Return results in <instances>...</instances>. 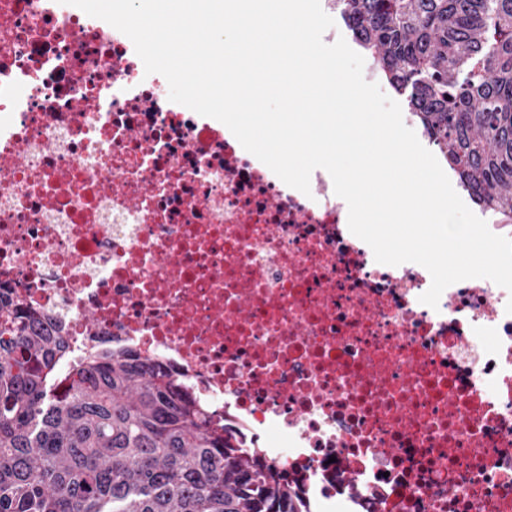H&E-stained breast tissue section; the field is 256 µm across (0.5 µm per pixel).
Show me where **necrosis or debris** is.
I'll use <instances>...</instances> for the list:
<instances>
[{
	"mask_svg": "<svg viewBox=\"0 0 512 512\" xmlns=\"http://www.w3.org/2000/svg\"><path fill=\"white\" fill-rule=\"evenodd\" d=\"M324 169L287 186L63 0H0V291L171 366L304 512H512V292L437 307ZM348 464L358 487L336 481Z\"/></svg>",
	"mask_w": 512,
	"mask_h": 512,
	"instance_id": "obj_1",
	"label": "necrosis or debris"
}]
</instances>
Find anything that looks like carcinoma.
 <instances>
[{
    "instance_id": "obj_1",
    "label": "carcinoma",
    "mask_w": 512,
    "mask_h": 512,
    "mask_svg": "<svg viewBox=\"0 0 512 512\" xmlns=\"http://www.w3.org/2000/svg\"><path fill=\"white\" fill-rule=\"evenodd\" d=\"M352 38L484 209L512 217V0H336ZM0 296V512H297L172 368L71 352Z\"/></svg>"
}]
</instances>
